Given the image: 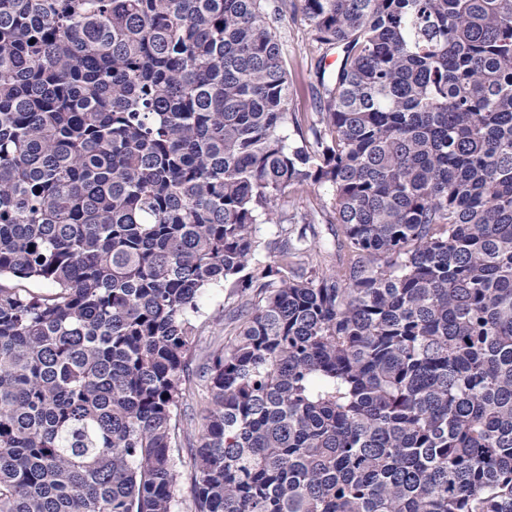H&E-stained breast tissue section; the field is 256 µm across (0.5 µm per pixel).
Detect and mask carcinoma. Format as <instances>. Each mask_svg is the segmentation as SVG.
<instances>
[{"instance_id":"carcinoma-1","label":"carcinoma","mask_w":512,"mask_h":512,"mask_svg":"<svg viewBox=\"0 0 512 512\" xmlns=\"http://www.w3.org/2000/svg\"><path fill=\"white\" fill-rule=\"evenodd\" d=\"M303 2L306 133L279 0H0V512H512V0ZM279 19L275 22L282 44L283 58L290 73L293 90V112L305 130L317 112L316 97L311 83L316 84L315 67L323 54L311 35L301 12V0H284ZM279 209L288 215L311 214L316 217L318 236L316 241L321 248L336 253V237L340 226L336 224L334 210L329 193L324 188L314 191H298L292 189L279 201ZM332 222V224H330ZM234 299H228L224 286L206 289L198 300L200 313L194 320L196 338L188 354L190 373L204 363L215 349L222 348L224 341L235 334L234 326L224 321V309Z\"/></svg>"}]
</instances>
